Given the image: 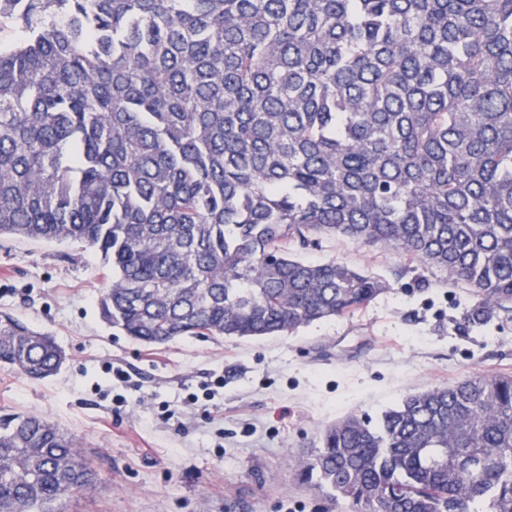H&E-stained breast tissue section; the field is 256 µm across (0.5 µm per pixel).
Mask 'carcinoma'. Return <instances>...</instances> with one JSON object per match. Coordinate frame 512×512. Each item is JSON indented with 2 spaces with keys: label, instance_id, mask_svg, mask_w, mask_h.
<instances>
[{
  "label": "carcinoma",
  "instance_id": "carcinoma-1",
  "mask_svg": "<svg viewBox=\"0 0 512 512\" xmlns=\"http://www.w3.org/2000/svg\"><path fill=\"white\" fill-rule=\"evenodd\" d=\"M0 236L73 239L145 345L293 333L388 285L296 246L389 249L512 312V0H0ZM63 355L0 312V368ZM289 470L351 512H512V375L351 414ZM97 481L82 443L0 414V512Z\"/></svg>",
  "mask_w": 512,
  "mask_h": 512
}]
</instances>
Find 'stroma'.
<instances>
[{"label": "stroma", "mask_w": 512, "mask_h": 512, "mask_svg": "<svg viewBox=\"0 0 512 512\" xmlns=\"http://www.w3.org/2000/svg\"><path fill=\"white\" fill-rule=\"evenodd\" d=\"M303 256L344 261L390 288L353 316L291 334L148 347L101 318L111 272L94 248L0 237V311L51 333L66 356L43 380L0 370V409L42 414L75 435L98 472L66 512H344L283 459L318 447L349 414L376 420L415 391L512 375V315L470 327L466 288L343 238ZM218 378L223 387L203 397Z\"/></svg>", "instance_id": "stroma-1"}]
</instances>
